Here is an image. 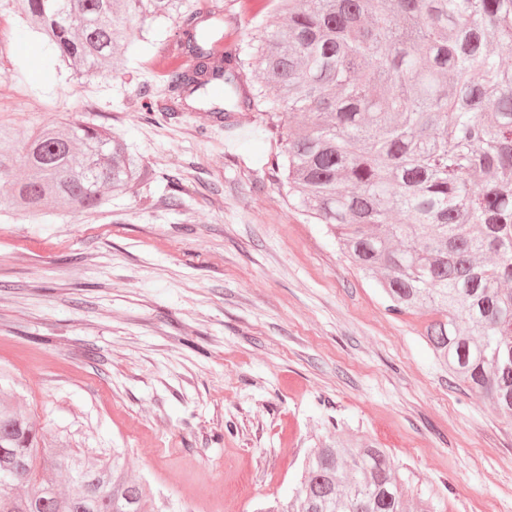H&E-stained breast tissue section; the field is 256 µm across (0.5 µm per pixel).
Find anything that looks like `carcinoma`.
I'll use <instances>...</instances> for the list:
<instances>
[{
    "mask_svg": "<svg viewBox=\"0 0 512 512\" xmlns=\"http://www.w3.org/2000/svg\"><path fill=\"white\" fill-rule=\"evenodd\" d=\"M51 57L90 79L166 18L196 60L162 71L180 99L224 87L229 114L281 127L296 206L326 227L450 376L512 423V0H268L219 52L186 0H21ZM252 92L241 93L247 73ZM479 72L482 78L473 80ZM149 179L127 144L74 112L22 136L0 123V213H95ZM0 512H159L117 451L65 450L0 388ZM266 512H431L363 436L307 455L293 498Z\"/></svg>",
    "mask_w": 512,
    "mask_h": 512,
    "instance_id": "1",
    "label": "carcinoma"
}]
</instances>
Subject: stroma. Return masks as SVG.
Returning a JSON list of instances; mask_svg holds the SVG:
<instances>
[{"instance_id":"1","label":"stroma","mask_w":512,"mask_h":512,"mask_svg":"<svg viewBox=\"0 0 512 512\" xmlns=\"http://www.w3.org/2000/svg\"><path fill=\"white\" fill-rule=\"evenodd\" d=\"M167 49L73 80L0 0V120L91 113L151 172L93 215L0 214V385L71 448L123 451L161 512L287 502L339 431L387 449L434 512H512V425L451 382L432 314L389 313L295 207L264 115L174 103Z\"/></svg>"}]
</instances>
